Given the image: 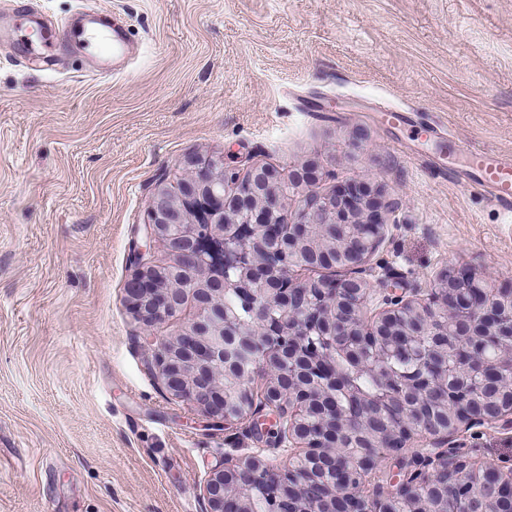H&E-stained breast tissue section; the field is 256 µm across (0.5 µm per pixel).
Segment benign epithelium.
Listing matches in <instances>:
<instances>
[{
    "label": "benign epithelium",
    "instance_id": "1",
    "mask_svg": "<svg viewBox=\"0 0 512 512\" xmlns=\"http://www.w3.org/2000/svg\"><path fill=\"white\" fill-rule=\"evenodd\" d=\"M180 168L183 176L159 182L144 222L136 227L144 244L133 249L134 274L127 288L132 309L149 328L174 316L186 301L195 304L194 318L176 336L146 342L145 364L171 396L198 409L212 425L248 421L258 431L262 411L271 407L277 420L265 429L269 447L297 448L301 456L324 448L332 458H342L347 449L336 445V434L353 429L352 414L333 408L323 415L318 430L306 424L313 393L344 390L340 375L318 370L316 357L330 355L338 347V336H360L376 352L362 360V367L376 370L384 355L397 348L395 336L406 322L415 320L436 343L446 339L451 323L470 338L467 350L451 364V428H410L413 397H401L399 424L381 447L404 449L424 436L429 447L411 451V465L387 490L368 496L360 484L350 491L362 512H405L434 487L438 476L454 480L464 468L474 484L492 469L501 486L512 489L511 467L486 459L477 462L455 451L461 434L476 426L487 421L512 424V399L477 402L479 388L492 375L487 358H494L512 378V344L488 347L501 336L512 337V317H499L500 310L512 304L511 288H493L475 272L458 275L448 270L425 293L416 288L398 293L385 288L384 280H372L373 266H385L379 253L388 225L382 222L383 191L370 182L348 191L339 187L333 193L318 192L313 189L317 176L311 161L287 176L270 167H254L242 180L225 166L222 154L191 155ZM290 200L295 203L294 218L284 224L277 214ZM319 215L327 224L356 226L357 235L329 237L326 224L315 223ZM156 242L166 248L170 263H154L151 244ZM302 244L315 254L331 246L338 268L352 276L326 278L316 288L299 281L294 268L302 264ZM228 264L249 272L238 282L243 293L256 294L255 322L249 329L235 325L236 318L218 298L219 289L212 287L223 281ZM173 274L179 276L176 287H158ZM377 285L381 300L369 315ZM258 369L267 376L263 400L246 402L242 390L236 394L241 411L229 415L224 379L248 381ZM292 472L291 464H272L258 454L226 456L204 481L207 512H225L231 498L238 512H252L250 490L265 477L284 492Z\"/></svg>",
    "mask_w": 512,
    "mask_h": 512
}]
</instances>
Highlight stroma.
<instances>
[{"label": "stroma", "mask_w": 512, "mask_h": 512, "mask_svg": "<svg viewBox=\"0 0 512 512\" xmlns=\"http://www.w3.org/2000/svg\"><path fill=\"white\" fill-rule=\"evenodd\" d=\"M134 53L46 47L89 7ZM0 512H206L225 454L266 447L208 426L145 367L126 300L135 228L194 154L247 174L313 160L319 186L384 194L385 280L451 269L512 284V214L429 161L451 145L512 154V0H0ZM416 114L394 128L383 113ZM465 451L512 462L493 422Z\"/></svg>", "instance_id": "1"}]
</instances>
